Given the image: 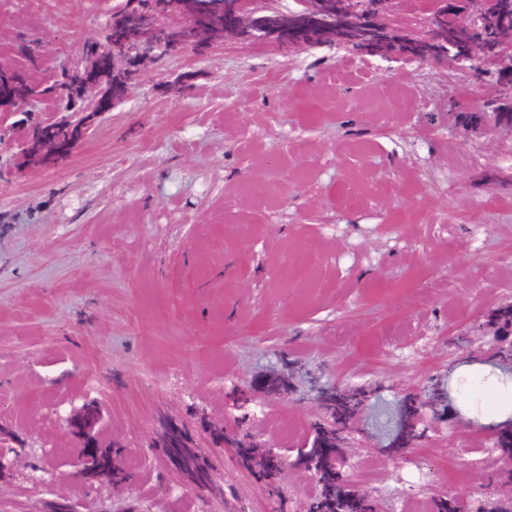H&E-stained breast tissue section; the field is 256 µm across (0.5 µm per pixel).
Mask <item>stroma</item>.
<instances>
[{
  "instance_id": "obj_1",
  "label": "stroma",
  "mask_w": 512,
  "mask_h": 512,
  "mask_svg": "<svg viewBox=\"0 0 512 512\" xmlns=\"http://www.w3.org/2000/svg\"><path fill=\"white\" fill-rule=\"evenodd\" d=\"M239 2L65 152L16 148L56 102L0 114V512H271L257 462L216 450L244 417L295 456L333 386L366 397L337 470L368 505H512V414L463 398L475 374L512 384L490 355L512 309V126L491 118L512 112V34L476 79L448 65L449 0H373L362 35L314 37ZM124 3L0 0V63L94 68ZM432 379L447 405L391 446L381 420ZM88 443L123 446L128 480L77 476ZM40 457L54 484L31 482Z\"/></svg>"
}]
</instances>
